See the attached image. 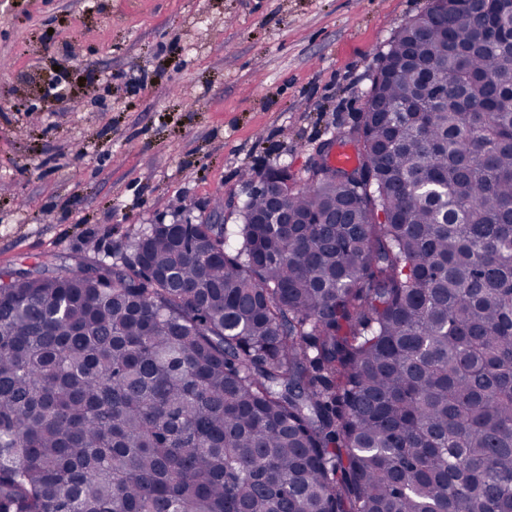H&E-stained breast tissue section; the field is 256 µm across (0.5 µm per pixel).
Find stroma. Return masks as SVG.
<instances>
[{
    "label": "stroma",
    "mask_w": 512,
    "mask_h": 512,
    "mask_svg": "<svg viewBox=\"0 0 512 512\" xmlns=\"http://www.w3.org/2000/svg\"><path fill=\"white\" fill-rule=\"evenodd\" d=\"M430 0H0V271L302 180Z\"/></svg>",
    "instance_id": "obj_1"
}]
</instances>
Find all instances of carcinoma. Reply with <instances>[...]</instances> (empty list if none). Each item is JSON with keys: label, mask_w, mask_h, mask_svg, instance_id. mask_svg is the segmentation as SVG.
I'll list each match as a JSON object with an SVG mask.
<instances>
[{"label": "carcinoma", "mask_w": 512, "mask_h": 512, "mask_svg": "<svg viewBox=\"0 0 512 512\" xmlns=\"http://www.w3.org/2000/svg\"><path fill=\"white\" fill-rule=\"evenodd\" d=\"M512 11L390 41L356 167L0 272V512H512Z\"/></svg>", "instance_id": "obj_1"}]
</instances>
